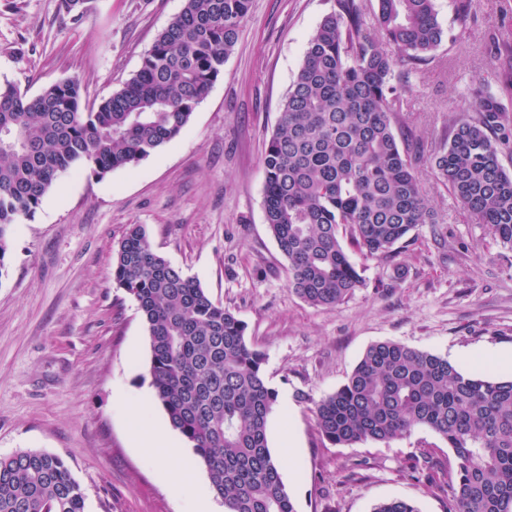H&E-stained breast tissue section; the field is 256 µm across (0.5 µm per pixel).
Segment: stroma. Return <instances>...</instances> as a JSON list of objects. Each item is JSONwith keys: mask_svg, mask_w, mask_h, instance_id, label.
<instances>
[{"mask_svg": "<svg viewBox=\"0 0 512 512\" xmlns=\"http://www.w3.org/2000/svg\"><path fill=\"white\" fill-rule=\"evenodd\" d=\"M333 0H253L218 79L175 139L103 179L62 174L34 217L12 228L0 273V457L44 450L69 466L85 512H194L208 473L192 448L193 481L175 494L164 463L134 448L133 429L166 421L151 386L147 329L112 282L130 225L247 325L278 392L268 444L297 512H372L392 498L449 512L457 461L426 428L388 442L334 446L314 403L333 393L364 351L395 341L467 368L474 353L512 348V250L469 221L431 176L429 150L474 83L501 92L512 56H491L490 33L512 25V0H476L460 14L435 0L445 38L405 77L402 117L426 150L419 178L437 212L390 259L349 248L366 285L333 308L288 286V262L264 215L262 153L308 42ZM184 0H0V83L28 95L78 79L89 101L119 89ZM295 444L294 458L282 456Z\"/></svg>", "mask_w": 512, "mask_h": 512, "instance_id": "35a3bbf8", "label": "stroma"}]
</instances>
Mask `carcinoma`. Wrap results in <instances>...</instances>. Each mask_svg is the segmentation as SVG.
<instances>
[{
	"label": "carcinoma",
	"instance_id": "cac0c4a2",
	"mask_svg": "<svg viewBox=\"0 0 512 512\" xmlns=\"http://www.w3.org/2000/svg\"><path fill=\"white\" fill-rule=\"evenodd\" d=\"M251 4L185 0L139 70L96 105L75 79L32 97L0 84V272L11 227L34 216L61 174L81 167L102 179L181 134L224 74ZM443 38L434 0H334L312 34L263 156L265 222L304 302L333 308L365 287L340 236L388 258L418 225L436 223L416 171L421 147L402 131L396 71L426 61ZM511 145L512 116L478 84L431 169L473 223L512 249V174L501 163ZM112 281L146 326L155 400L224 512H296L268 445L278 393L246 323L157 254L140 224L120 241ZM314 413L334 446L428 428L457 460L450 512H512V379L378 342ZM0 512H85V498L60 457L26 450L0 457ZM373 512L419 510L395 498Z\"/></svg>",
	"mask_w": 512,
	"mask_h": 512
}]
</instances>
